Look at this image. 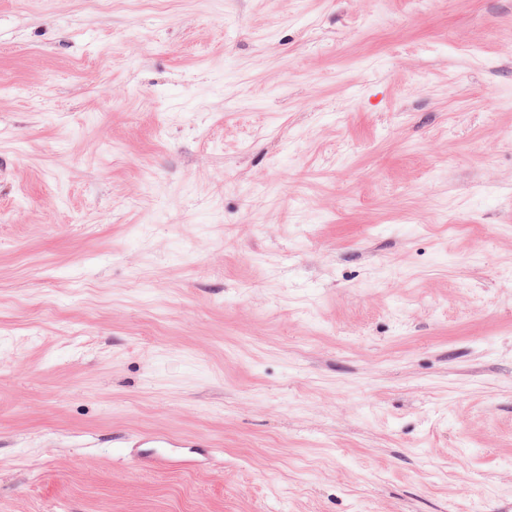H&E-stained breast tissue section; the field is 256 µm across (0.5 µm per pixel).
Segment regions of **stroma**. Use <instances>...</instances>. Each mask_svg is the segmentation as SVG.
<instances>
[{
  "label": "stroma",
  "instance_id": "1",
  "mask_svg": "<svg viewBox=\"0 0 512 512\" xmlns=\"http://www.w3.org/2000/svg\"><path fill=\"white\" fill-rule=\"evenodd\" d=\"M0 512H512V0H0ZM172 445L173 442L167 435H135L130 442V447L125 448H139L137 458L134 459L141 464H157L168 460L171 464L195 467L199 458L204 456L197 443L189 444L188 447H173Z\"/></svg>",
  "mask_w": 512,
  "mask_h": 512
}]
</instances>
